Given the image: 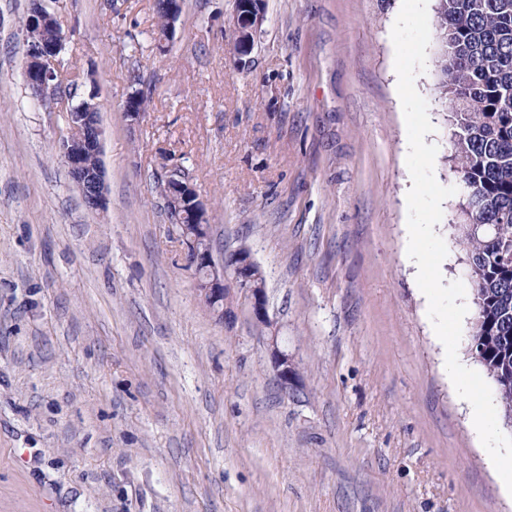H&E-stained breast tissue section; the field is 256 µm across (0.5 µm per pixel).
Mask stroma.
<instances>
[{
  "label": "stroma",
  "mask_w": 512,
  "mask_h": 512,
  "mask_svg": "<svg viewBox=\"0 0 512 512\" xmlns=\"http://www.w3.org/2000/svg\"><path fill=\"white\" fill-rule=\"evenodd\" d=\"M402 0H60L44 111L23 77L30 0H0V512H512L407 255L408 139L391 30ZM438 38L415 86L436 180L457 183ZM141 90L139 119L124 105ZM100 105L105 211L58 145ZM180 168L212 255L249 250L303 383L288 397L245 297L209 312L158 182ZM459 196L434 231L465 280ZM264 20V0H238L232 24L233 52L242 57L253 48L254 35Z\"/></svg>",
  "instance_id": "stroma-1"
}]
</instances>
